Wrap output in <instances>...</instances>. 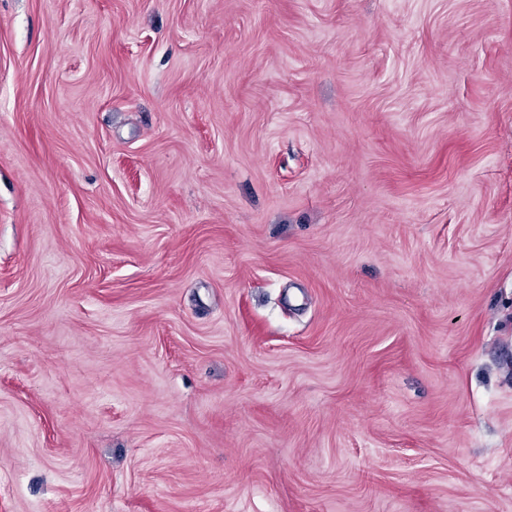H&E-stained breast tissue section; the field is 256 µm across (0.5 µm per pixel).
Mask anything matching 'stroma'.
<instances>
[{
	"instance_id": "stroma-1",
	"label": "stroma",
	"mask_w": 512,
	"mask_h": 512,
	"mask_svg": "<svg viewBox=\"0 0 512 512\" xmlns=\"http://www.w3.org/2000/svg\"><path fill=\"white\" fill-rule=\"evenodd\" d=\"M0 512H512V0H0Z\"/></svg>"
}]
</instances>
